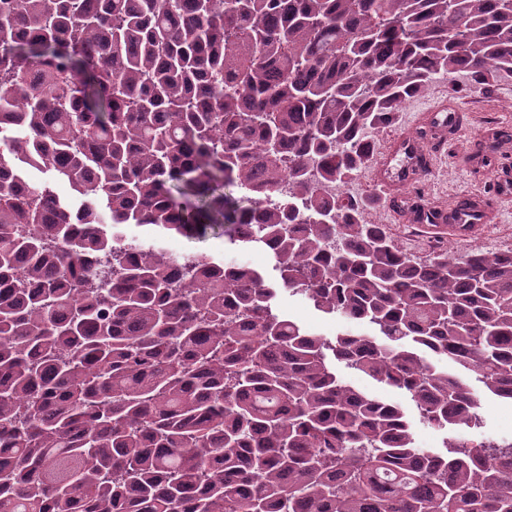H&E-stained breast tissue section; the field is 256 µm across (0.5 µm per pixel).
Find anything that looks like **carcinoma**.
Masks as SVG:
<instances>
[{
  "mask_svg": "<svg viewBox=\"0 0 512 512\" xmlns=\"http://www.w3.org/2000/svg\"><path fill=\"white\" fill-rule=\"evenodd\" d=\"M460 72L512 74V0H0V512H512V442L477 436L512 401V253L415 262L326 193ZM130 225L279 277L112 249ZM159 245L164 246L166 242L178 241L180 247L171 253L174 254H202L216 259H224V241L214 238L188 239L175 234H165L158 238ZM236 256H243L244 260H239L243 263L250 264L256 268L260 273L274 277L277 275L273 271V261L269 253L260 252L257 247L247 248L236 254ZM279 303L285 313H289L302 326L324 335L332 336L344 329L354 328L351 323L344 325L335 318L322 315L315 311L310 304L297 297H288V293L281 296ZM336 371L339 374H341V375L348 376L350 378V380L356 386H358L360 389H363V390H365L367 392L372 393L373 395L382 396V397H388L390 399L397 400V401H404L405 400L403 398V396L400 395L399 393L391 391V390H388L384 386H382L381 384H378V383H376L375 381H373L371 379H368L366 377H359V376L350 375L348 373V371L343 367V365L340 364V363H337V362H336Z\"/></svg>",
  "mask_w": 512,
  "mask_h": 512,
  "instance_id": "obj_1",
  "label": "carcinoma"
}]
</instances>
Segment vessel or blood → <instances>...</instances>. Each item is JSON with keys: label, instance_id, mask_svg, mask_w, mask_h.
I'll return each mask as SVG.
<instances>
[{"label": "vessel or blood", "instance_id": "vessel-or-blood-1", "mask_svg": "<svg viewBox=\"0 0 512 512\" xmlns=\"http://www.w3.org/2000/svg\"><path fill=\"white\" fill-rule=\"evenodd\" d=\"M421 125L426 138L395 136L377 155L373 174L384 189L401 194L431 175L435 153L463 133L464 111L459 105L443 102L422 114ZM492 217L485 202L474 197L449 207H426L421 212L405 215L407 221L456 238L473 236Z\"/></svg>", "mask_w": 512, "mask_h": 512}]
</instances>
